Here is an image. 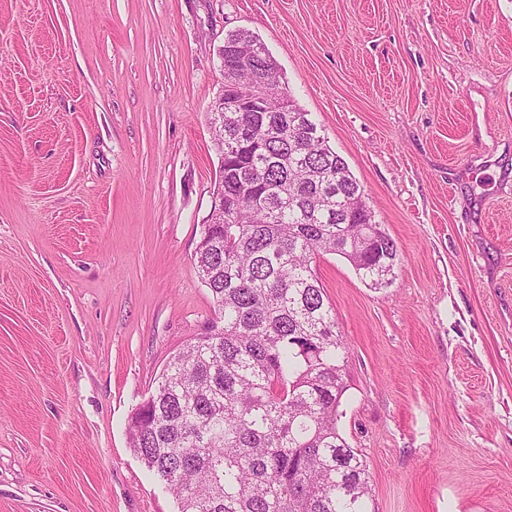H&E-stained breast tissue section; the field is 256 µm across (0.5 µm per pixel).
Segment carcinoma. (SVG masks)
I'll use <instances>...</instances> for the list:
<instances>
[{
  "mask_svg": "<svg viewBox=\"0 0 512 512\" xmlns=\"http://www.w3.org/2000/svg\"><path fill=\"white\" fill-rule=\"evenodd\" d=\"M225 41L239 94L261 71L288 111L211 119L224 222L194 262L216 318L131 414L130 446L178 512H368L367 463L337 426L348 349L313 263L337 255L380 288L400 250L258 38Z\"/></svg>",
  "mask_w": 512,
  "mask_h": 512,
  "instance_id": "obj_1",
  "label": "carcinoma"
}]
</instances>
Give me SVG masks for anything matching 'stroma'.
Segmentation results:
<instances>
[{
    "label": "stroma",
    "instance_id": "stroma-1",
    "mask_svg": "<svg viewBox=\"0 0 512 512\" xmlns=\"http://www.w3.org/2000/svg\"><path fill=\"white\" fill-rule=\"evenodd\" d=\"M238 29L402 254L315 265L370 512H512V0H0V512H176L127 423L214 316Z\"/></svg>",
    "mask_w": 512,
    "mask_h": 512
}]
</instances>
